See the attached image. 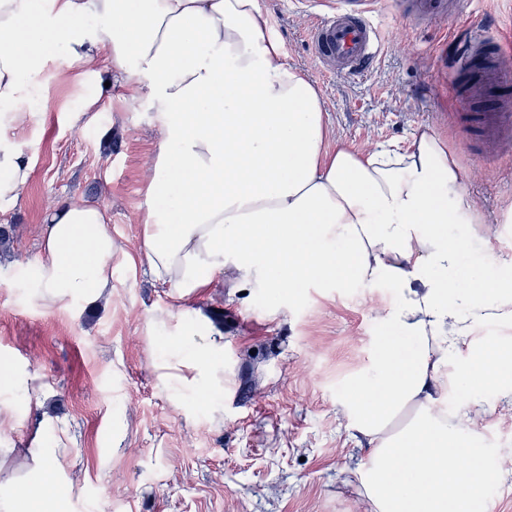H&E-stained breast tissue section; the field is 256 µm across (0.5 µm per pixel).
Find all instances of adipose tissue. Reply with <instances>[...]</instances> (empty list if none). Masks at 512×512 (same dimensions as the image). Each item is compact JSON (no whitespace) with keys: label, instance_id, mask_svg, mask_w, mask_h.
<instances>
[{"label":"adipose tissue","instance_id":"1","mask_svg":"<svg viewBox=\"0 0 512 512\" xmlns=\"http://www.w3.org/2000/svg\"><path fill=\"white\" fill-rule=\"evenodd\" d=\"M102 19L88 30L85 17ZM64 66L121 79L153 110L159 139L139 209L138 255L121 253L106 207L56 205L41 230L31 296L47 310L112 294V259L146 264L170 304L147 328L168 332L159 388L224 412V335L195 297L221 280L279 295L316 282H388L396 304L364 374L342 406L369 450L361 483L369 512H482L489 451L448 391L482 389L512 404V336L486 345L479 326H512V259L486 246L469 263L448 234L470 203L444 141L418 129L403 150L327 149L317 88L286 57L258 0H0V109L36 75L44 46ZM32 174L28 147L0 132V213ZM461 362L449 374L451 359ZM57 512L42 472L0 497V512Z\"/></svg>","mask_w":512,"mask_h":512}]
</instances>
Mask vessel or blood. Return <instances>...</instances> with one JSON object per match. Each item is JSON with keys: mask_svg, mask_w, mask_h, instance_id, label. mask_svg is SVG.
<instances>
[{"mask_svg": "<svg viewBox=\"0 0 512 512\" xmlns=\"http://www.w3.org/2000/svg\"><path fill=\"white\" fill-rule=\"evenodd\" d=\"M371 13V0H334L327 11L315 17L309 41L324 71L350 76L365 71L373 64L380 52V42ZM472 44L474 49L487 55L484 69L487 83L499 82L505 70L512 68L511 31L491 39L476 37ZM472 125L486 144L511 152L512 98L500 99L492 111L474 113Z\"/></svg>", "mask_w": 512, "mask_h": 512, "instance_id": "vessel-or-blood-1", "label": "vessel or blood"}]
</instances>
